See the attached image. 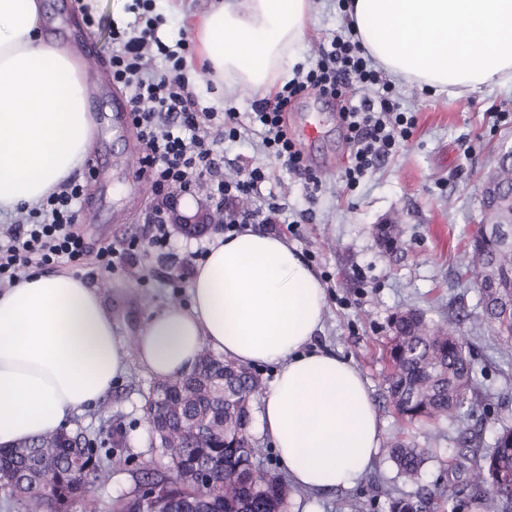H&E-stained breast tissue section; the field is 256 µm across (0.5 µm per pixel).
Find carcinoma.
I'll return each mask as SVG.
<instances>
[{"instance_id":"obj_1","label":"carcinoma","mask_w":512,"mask_h":512,"mask_svg":"<svg viewBox=\"0 0 512 512\" xmlns=\"http://www.w3.org/2000/svg\"><path fill=\"white\" fill-rule=\"evenodd\" d=\"M477 232L459 255V268L475 275L477 318L491 327L496 349L512 356V245L499 228L512 227V209L482 204ZM386 344L385 385L398 414L410 423L459 419L481 396L472 359L455 332L430 324L418 310L392 321ZM260 382L248 369L209 348L182 376L153 383L145 414L165 470L138 481L156 493V512H282L286 488L257 461L250 426V402ZM456 456L469 463L462 488L448 489V500L462 496L484 512H512V421L485 443L476 432L455 438ZM390 460L397 477L416 485L428 449L395 438ZM125 461L100 448L81 431L60 429L12 448L0 447V488L23 512H72L90 489L106 484ZM389 512H430L432 495L391 496ZM139 491L112 499L108 512H137Z\"/></svg>"}]
</instances>
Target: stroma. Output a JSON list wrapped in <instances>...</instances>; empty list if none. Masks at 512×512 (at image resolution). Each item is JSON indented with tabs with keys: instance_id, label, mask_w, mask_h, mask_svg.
<instances>
[{
	"instance_id": "stroma-1",
	"label": "stroma",
	"mask_w": 512,
	"mask_h": 512,
	"mask_svg": "<svg viewBox=\"0 0 512 512\" xmlns=\"http://www.w3.org/2000/svg\"><path fill=\"white\" fill-rule=\"evenodd\" d=\"M112 2L43 0L44 32L59 49L79 54L86 85L95 91L88 102L96 130L87 159L102 163L105 174L90 178L83 166L73 175L86 187L82 211L90 219L81 222L80 230L93 251L107 245L117 248L130 237L144 235L156 205L152 191L139 190L136 176L126 169L131 156L143 152L135 133L129 128L118 136L112 133V103L126 99L127 93L112 82L111 30L113 23L134 19L129 8H115ZM347 23L338 0H312L310 36L298 49L299 68L314 66L323 44L334 34L346 33ZM185 58L196 71L189 83L192 94L215 111L239 114L240 139L222 144L227 178H246L256 166L269 174L259 194L239 201L238 210L275 199L281 211L270 232L296 246L325 288L323 326L315 347L350 359L367 379L385 437L397 435L431 449L433 457L419 485L434 495L445 494L459 430L466 426L488 437L501 419L512 417V366L500 361L492 331L476 320L474 278L456 264L478 229L483 177L494 167L501 144L512 142V86L458 97L410 82L394 83L400 111L416 119L414 133L352 187L342 178L350 148L337 118L338 106L317 105L314 93L303 94L289 105L285 121L289 137L301 143L322 180L311 196L302 179L265 153L258 128L250 126L248 116L259 92H224L213 73L199 65L195 49H188ZM312 124L318 131L311 136L307 130ZM385 224L401 229L395 249L385 248L377 237V226ZM178 274L174 267L140 259L94 276L92 283L114 321L132 336L151 311L188 303V288L168 283ZM407 309L456 329L464 340L484 389L481 404L464 421L410 424L389 401L383 382L384 346L393 316ZM152 382L136 358H129L125 374L100 406L75 422L90 436L105 438L119 431L126 439L121 451L127 466L114 472L107 486L90 493L96 512H107L113 498L131 491L144 468L166 464L151 443L143 412ZM415 488L397 479L382 449L366 481L322 493L289 488L284 512H389V496L410 495Z\"/></svg>"
}]
</instances>
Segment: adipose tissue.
Listing matches in <instances>:
<instances>
[{"instance_id": "adipose-tissue-1", "label": "adipose tissue", "mask_w": 512, "mask_h": 512, "mask_svg": "<svg viewBox=\"0 0 512 512\" xmlns=\"http://www.w3.org/2000/svg\"><path fill=\"white\" fill-rule=\"evenodd\" d=\"M367 52L394 79L460 95L512 85V0H349ZM41 0H0V212L35 206L81 167L92 143L79 57L42 36ZM310 0H219L186 16L197 52L225 91L291 79ZM188 306L146 317L127 340L98 288L74 273L28 272L0 290V446L71 426L111 391L128 356L158 378L202 348L269 364L268 438L291 483L350 489L374 466L383 422L350 360L312 348L325 289L287 239L215 235Z\"/></svg>"}]
</instances>
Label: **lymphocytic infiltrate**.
Masks as SVG:
<instances>
[{
  "label": "lymphocytic infiltrate",
  "instance_id": "obj_1",
  "mask_svg": "<svg viewBox=\"0 0 512 512\" xmlns=\"http://www.w3.org/2000/svg\"><path fill=\"white\" fill-rule=\"evenodd\" d=\"M133 7L146 19L113 27L111 74L114 83L129 91L132 126L146 149L138 173L150 181L161 205L149 219L147 234L131 238L125 251L107 246L93 252L76 226L85 187L71 180L62 183L39 207L30 209L25 222L0 225V289L13 287L30 269L51 265H88L99 273L110 272L127 252L177 263L181 259L171 249L172 231L165 213L174 193L205 191L216 212L223 213L225 204L257 193L268 178L260 167L243 180L225 178L216 144L222 138H237L236 112H216L195 100L184 72L187 40H180L174 49L159 40L152 0H134ZM158 57L165 60L164 69H151V61ZM378 81L379 73L360 42L337 36L303 78L288 81L274 97L257 100L251 117L261 126L269 155L315 185L319 179L289 138L283 116L290 102L309 89L340 100V117L351 145V164L344 178L352 185L412 135L414 120L398 111L390 91L378 96L368 93V86ZM205 254L200 247L181 261L189 265Z\"/></svg>",
  "mask_w": 512,
  "mask_h": 512
}]
</instances>
